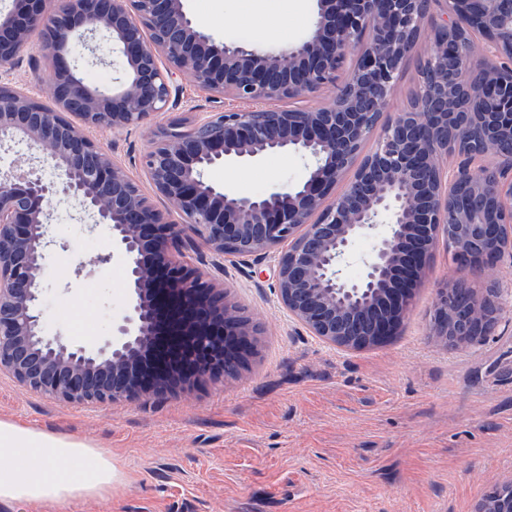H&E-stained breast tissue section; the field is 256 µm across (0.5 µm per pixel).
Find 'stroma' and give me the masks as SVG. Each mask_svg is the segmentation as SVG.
<instances>
[{
	"label": "stroma",
	"mask_w": 512,
	"mask_h": 512,
	"mask_svg": "<svg viewBox=\"0 0 512 512\" xmlns=\"http://www.w3.org/2000/svg\"><path fill=\"white\" fill-rule=\"evenodd\" d=\"M216 41L259 52L302 41L316 0H186ZM424 32L390 102L400 112L418 87L431 47ZM49 60L24 59L12 86L50 104ZM230 98L184 81L177 106L119 134L91 131L138 184L152 131L171 121L192 127L234 107ZM304 159L270 154L217 165L205 180L253 197L297 185ZM40 296L45 330L70 347L97 349L111 336L128 297L126 266L104 227L64 196L51 198ZM258 331L254 354L231 379L133 402L72 404L30 390L0 371V418L110 451L123 485L108 501L63 512H475L489 486L512 478V319L478 344L453 348L428 334L434 290L454 270L444 248L430 256L413 306L387 342L343 351L288 316L273 285L278 252L258 264L186 245ZM97 255L107 264L90 268ZM93 337H76L79 326Z\"/></svg>",
	"instance_id": "35a3bbf8"
}]
</instances>
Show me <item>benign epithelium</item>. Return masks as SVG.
Listing matches in <instances>:
<instances>
[{
    "instance_id": "benign-epithelium-1",
    "label": "benign epithelium",
    "mask_w": 512,
    "mask_h": 512,
    "mask_svg": "<svg viewBox=\"0 0 512 512\" xmlns=\"http://www.w3.org/2000/svg\"><path fill=\"white\" fill-rule=\"evenodd\" d=\"M17 2L0 17V78L39 51L53 67L55 107L1 82L0 143L37 151L59 175L46 183L0 170V370L20 383L68 403H103L234 376L253 323L184 259L178 243L188 231L212 254L243 263L288 246L277 265L279 301L340 349L397 333L441 242L455 276L435 288L429 335L473 345L512 314L496 281L469 289L486 264L512 260V15H502L501 0H318L307 36L278 53L216 45L183 0H63L51 10L50 0ZM428 19V80L388 118L394 84ZM476 24L491 33L484 53L469 37ZM98 32L123 60V80L109 93L87 83L72 60L74 47ZM183 78L251 108L216 112L188 131L172 122L152 132L141 164L152 192L174 207L172 220L86 130L144 124L177 105ZM331 87L327 105L266 107ZM374 132L375 149L361 154ZM291 152L311 164L303 182L283 191L243 197L204 180L216 165ZM483 157L494 163L471 168ZM59 194L97 214L127 267L125 314L94 351L70 348L42 327L45 202ZM380 224L387 229L365 275L344 278L352 243ZM162 282L174 337L166 349L152 299ZM490 502L494 512H512V481L492 485L476 512Z\"/></svg>"
}]
</instances>
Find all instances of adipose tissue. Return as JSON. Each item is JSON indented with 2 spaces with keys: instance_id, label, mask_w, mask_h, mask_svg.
Returning <instances> with one entry per match:
<instances>
[{
  "instance_id": "ef3b65f1",
  "label": "adipose tissue",
  "mask_w": 512,
  "mask_h": 512,
  "mask_svg": "<svg viewBox=\"0 0 512 512\" xmlns=\"http://www.w3.org/2000/svg\"><path fill=\"white\" fill-rule=\"evenodd\" d=\"M122 472L109 452L0 419V504L54 507L109 499Z\"/></svg>"
}]
</instances>
